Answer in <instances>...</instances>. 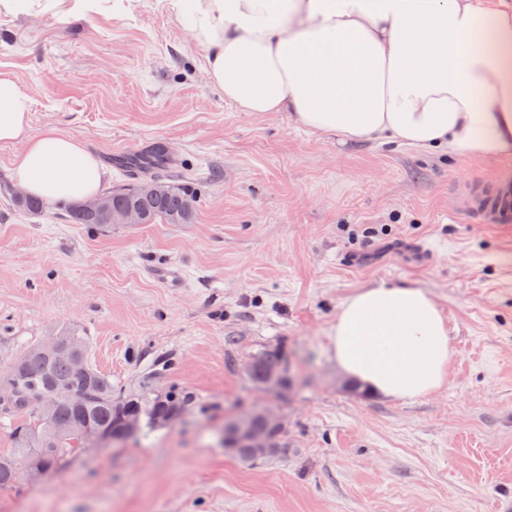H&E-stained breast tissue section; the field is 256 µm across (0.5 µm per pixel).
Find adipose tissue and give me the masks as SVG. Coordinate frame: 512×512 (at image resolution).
Listing matches in <instances>:
<instances>
[{"mask_svg":"<svg viewBox=\"0 0 512 512\" xmlns=\"http://www.w3.org/2000/svg\"><path fill=\"white\" fill-rule=\"evenodd\" d=\"M206 52V78L242 112H288L344 145L379 142L451 158L512 157V0H171ZM30 103L0 79V143L22 144L18 185L49 203L98 194L83 143L29 133ZM344 374L412 402L439 390L448 322L413 283L350 294L332 331Z\"/></svg>","mask_w":512,"mask_h":512,"instance_id":"1","label":"adipose tissue"}]
</instances>
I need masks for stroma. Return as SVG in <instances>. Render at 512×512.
Here are the masks:
<instances>
[{
    "label": "stroma",
    "mask_w": 512,
    "mask_h": 512,
    "mask_svg": "<svg viewBox=\"0 0 512 512\" xmlns=\"http://www.w3.org/2000/svg\"><path fill=\"white\" fill-rule=\"evenodd\" d=\"M204 66L170 0L0 11V78L27 94L31 133L81 139L110 190L115 147L156 145L175 159L156 177L198 188L193 223L99 232L66 204L32 215L0 196V363L61 328L113 386L163 361L156 386L192 398L143 446L81 448L1 490L0 512H512V223L472 207L512 159L341 145L239 111ZM379 279L426 288L448 321L447 381L411 403L368 393L331 352L340 303ZM274 347L294 379L280 397L247 372ZM268 405L288 458L225 451V419Z\"/></svg>",
    "instance_id": "stroma-1"
}]
</instances>
